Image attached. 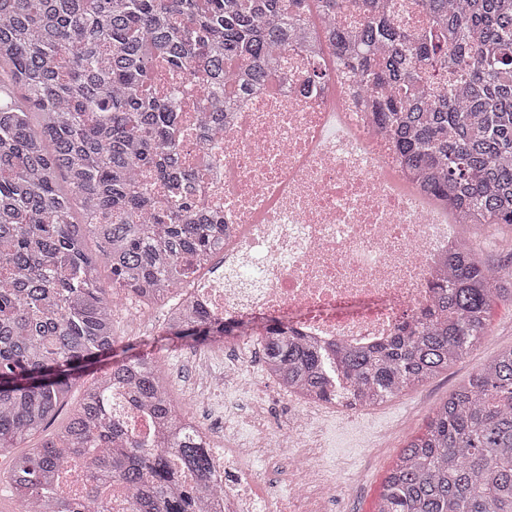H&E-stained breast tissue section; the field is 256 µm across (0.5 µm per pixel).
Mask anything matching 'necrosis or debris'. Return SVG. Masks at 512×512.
I'll return each instance as SVG.
<instances>
[{"label":"necrosis or debris","mask_w":512,"mask_h":512,"mask_svg":"<svg viewBox=\"0 0 512 512\" xmlns=\"http://www.w3.org/2000/svg\"><path fill=\"white\" fill-rule=\"evenodd\" d=\"M311 29L316 50L289 47L277 89L251 86L215 139L197 132L183 142L189 159L216 154L219 166L201 185L224 219L217 260L184 291L213 326L199 358L241 347L274 323L330 356L382 343L431 305L434 284L464 247L447 208L412 182L371 123L329 23L315 15ZM317 67L329 79L306 83ZM315 410L305 404L281 430L271 408L254 403L225 427L221 448L203 432L211 470L189 480L198 512H284L258 479L263 451L276 441L293 450L296 501L321 512L336 485L314 442Z\"/></svg>","instance_id":"1"}]
</instances>
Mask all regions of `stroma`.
I'll return each instance as SVG.
<instances>
[{
    "label": "stroma",
    "instance_id": "35a3bbf8",
    "mask_svg": "<svg viewBox=\"0 0 512 512\" xmlns=\"http://www.w3.org/2000/svg\"><path fill=\"white\" fill-rule=\"evenodd\" d=\"M165 314V308L153 307L148 323L138 327L125 314H117L115 359H122L129 347L143 351L142 337L151 335L153 325L162 323ZM509 348H512V302L503 300L494 306L486 333L478 344L448 370L421 387L358 410L350 420L326 419L323 464L328 475L336 480V495L326 504L324 512H373L396 455L412 436L424 430L435 407L488 360ZM156 360L179 411L194 417L201 426H210L227 410L239 418L250 413L251 397L247 394L223 392L212 404L195 397L193 388L200 367L192 354L176 358L160 352Z\"/></svg>",
    "mask_w": 512,
    "mask_h": 512
}]
</instances>
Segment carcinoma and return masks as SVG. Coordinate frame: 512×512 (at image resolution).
<instances>
[{
  "label": "carcinoma",
  "instance_id": "1",
  "mask_svg": "<svg viewBox=\"0 0 512 512\" xmlns=\"http://www.w3.org/2000/svg\"><path fill=\"white\" fill-rule=\"evenodd\" d=\"M350 7L359 33L336 24L337 59L407 174L460 224L512 226V0H414L426 24L406 28L380 0H0V453L42 433L84 364L112 353L115 291L168 304L167 341L210 334L205 316H184L172 300L224 243V225L192 192L200 169L180 160L181 97L156 96L155 74L204 84L197 121L214 130L247 83L276 86L291 29L308 31L314 10L333 22ZM505 298L512 260L489 264L471 245L396 335L336 349L334 386L317 346L275 324L258 342L288 391L373 406L457 362ZM114 388L134 406L150 400L165 447L112 419ZM174 458L197 476L210 467L161 367L142 353L86 387L58 433L14 457L5 483L39 499L73 462L84 497L46 500V512H103L99 487L112 483L127 487L134 512H194ZM375 512H512V348L436 407Z\"/></svg>",
  "mask_w": 512,
  "mask_h": 512
}]
</instances>
